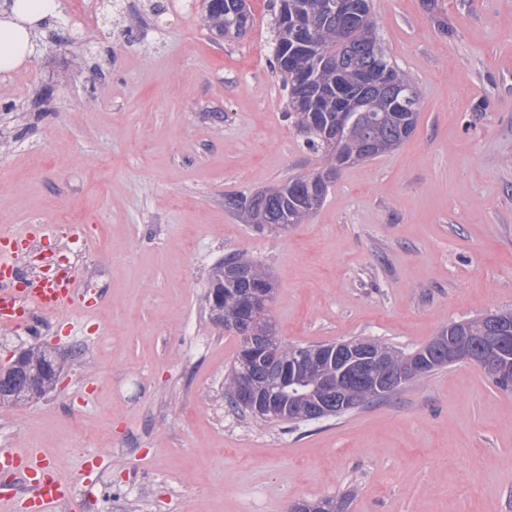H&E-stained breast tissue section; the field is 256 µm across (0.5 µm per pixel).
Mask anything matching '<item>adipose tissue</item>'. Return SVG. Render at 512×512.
Wrapping results in <instances>:
<instances>
[{
  "mask_svg": "<svg viewBox=\"0 0 512 512\" xmlns=\"http://www.w3.org/2000/svg\"><path fill=\"white\" fill-rule=\"evenodd\" d=\"M48 15V9L27 6L26 0H15L11 11L0 12V72L11 71L28 59L33 33Z\"/></svg>",
  "mask_w": 512,
  "mask_h": 512,
  "instance_id": "1",
  "label": "adipose tissue"
}]
</instances>
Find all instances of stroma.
I'll list each match as a JSON object with an SVG mask.
<instances>
[{"label":"stroma","instance_id":"stroma-1","mask_svg":"<svg viewBox=\"0 0 512 512\" xmlns=\"http://www.w3.org/2000/svg\"><path fill=\"white\" fill-rule=\"evenodd\" d=\"M61 0L31 58L0 74V226L44 225L100 286L78 329L43 337L63 372L0 408V446L76 480V512H512V391L463 362L388 399L296 426L234 411L239 338L214 322L213 265L271 274L279 338L414 351L449 322L512 310V0H373L420 90L412 136L344 168L306 223L255 231L224 206L321 155L285 116L276 0L240 38L201 0Z\"/></svg>","mask_w":512,"mask_h":512}]
</instances>
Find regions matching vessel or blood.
Here are the masks:
<instances>
[{
	"mask_svg": "<svg viewBox=\"0 0 512 512\" xmlns=\"http://www.w3.org/2000/svg\"><path fill=\"white\" fill-rule=\"evenodd\" d=\"M34 227L0 230V324L17 325L39 311L55 317L75 309L93 310L90 301H81L74 279L67 271L45 278L32 288L19 287L16 273L17 240L33 237ZM0 471L10 474L28 496L32 512H49L60 501L70 499L73 482L58 473L42 454L27 448H0Z\"/></svg>",
	"mask_w": 512,
	"mask_h": 512,
	"instance_id": "b4317fda",
	"label": "vessel or blood"
}]
</instances>
